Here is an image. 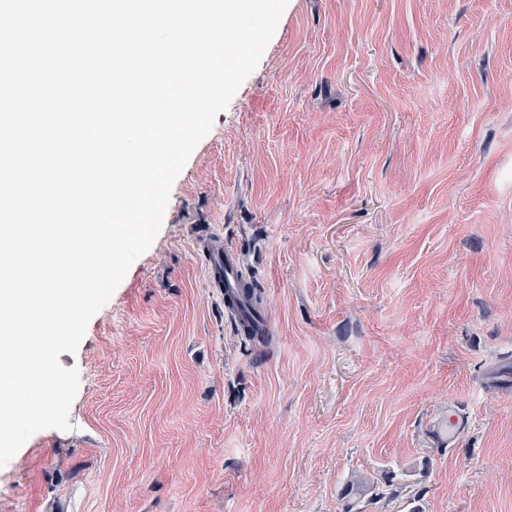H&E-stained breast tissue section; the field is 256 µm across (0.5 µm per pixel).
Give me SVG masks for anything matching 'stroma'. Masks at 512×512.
Masks as SVG:
<instances>
[{
	"label": "stroma",
	"instance_id": "1",
	"mask_svg": "<svg viewBox=\"0 0 512 512\" xmlns=\"http://www.w3.org/2000/svg\"><path fill=\"white\" fill-rule=\"evenodd\" d=\"M59 361L72 429L0 468V512H512V0H288ZM210 269L213 271L215 280L217 281V272H220L221 278L224 277L226 288H237V280L235 277V259L229 253H224V248L214 249L209 253ZM249 284L246 300L243 303L244 309L249 315H247L248 318L242 321V332L239 328L238 331L246 341L256 346V344H263L267 339L266 322L261 312L263 303L261 288L251 282Z\"/></svg>",
	"mask_w": 512,
	"mask_h": 512
}]
</instances>
